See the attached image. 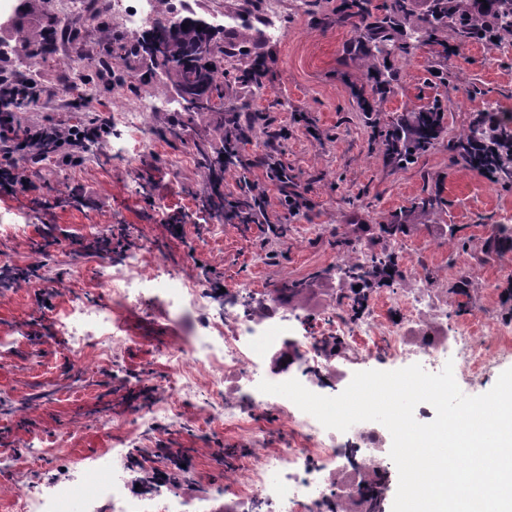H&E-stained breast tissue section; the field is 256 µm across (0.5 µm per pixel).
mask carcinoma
I'll return each mask as SVG.
<instances>
[{
  "mask_svg": "<svg viewBox=\"0 0 512 512\" xmlns=\"http://www.w3.org/2000/svg\"><path fill=\"white\" fill-rule=\"evenodd\" d=\"M372 0H341L337 16L352 23L358 43L368 59L366 71H379L381 62L394 54L408 55L421 47H440L436 57H446L447 42L443 34L453 31L461 40L485 38L501 44L512 40V0H494L485 10H475L461 0H430L428 13L417 19L412 0H389L382 13L373 12ZM197 18L183 16L155 30V37L163 46L158 59L165 72L174 78L187 112H210L221 109L239 112L236 102L224 92V86L234 84L260 86L259 64L253 52L250 31L252 25L244 21L231 29V38L224 43L214 40V34L197 30ZM233 61L231 68L221 71L211 64L214 59ZM485 118H477L469 130L458 137L453 145L458 159L473 170L487 169L494 177L501 175L512 179V128L495 125L484 128ZM442 130V112L435 104L415 113L411 126L391 125L382 134L384 153L395 165L414 162L439 137ZM482 140L491 145L486 153H476L472 145ZM241 134L224 135L221 154L224 162L216 165L207 153H201L198 162L203 182L211 187L224 176V169L236 162ZM262 207L260 197L248 193L238 202L241 221L246 222ZM409 225L391 221L381 224V238L396 240L407 234ZM341 279L360 289L352 292L353 313L362 310L373 287L391 281L399 274L395 255L391 252L375 254L368 265L354 263L338 266Z\"/></svg>",
  "mask_w": 512,
  "mask_h": 512,
  "instance_id": "carcinoma-1",
  "label": "carcinoma"
}]
</instances>
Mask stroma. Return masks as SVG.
I'll return each instance as SVG.
<instances>
[{"mask_svg": "<svg viewBox=\"0 0 512 512\" xmlns=\"http://www.w3.org/2000/svg\"><path fill=\"white\" fill-rule=\"evenodd\" d=\"M339 3L282 0L276 17L265 15L254 23L262 87L227 90L242 109L236 120L248 138L243 148L252 166L248 184L264 201L257 224L224 222L205 204L207 188L196 161L178 172L169 170L170 156L194 153L198 143L221 149L231 117L184 112L177 88L145 56L108 57L100 30L131 47L145 33L125 27L112 13V0H94L89 15L57 19L58 34L51 39L46 36L49 13L40 0L19 5L12 24L0 28L6 44L0 74L32 79L41 88L38 106L22 113V121L67 127L82 117L152 100L158 109L148 118L151 134L173 125L182 129L181 139H160L156 151L132 161L118 151L120 136H111L89 145L79 163L44 161L32 177V189L0 193V220L21 226L0 244V262L6 264L0 271V336L5 339L0 345V448L43 451L22 458V466L38 469L44 480L64 481L75 463L123 451L120 431L144 401L164 397L169 389L157 351L174 331L158 306L130 317L137 343L108 356L94 347L68 356L56 331L74 297L103 296V252L89 242L106 229L124 236L126 247L155 246L167 265L196 278L214 268L223 273L228 289L304 282L305 294L287 302L298 336L320 323L326 298L350 290L336 272L337 239L368 254H397L401 277L374 291L390 309L416 288L410 271L425 252L439 277L435 305L447 311L449 328L471 326L487 351H496L494 327L504 321L512 249L491 253L486 244L501 226L512 227V183L465 168L451 145L487 103H497L500 115L512 116V43L462 42L451 34L448 79L431 71L426 48L388 59L380 74L371 76L362 60L346 52L354 33L337 21ZM270 25L278 28L279 38L267 37ZM70 41L80 46L76 63L87 67L95 90L79 113L71 105L70 72L61 64ZM41 43L46 51L31 53V46ZM363 83L376 90V111L369 118L357 105ZM436 102L444 120L435 144L412 164L388 163L381 132ZM271 160L287 169L290 189L302 193L306 205L299 215H290L287 191L270 179ZM435 195L439 204L420 208L421 198ZM395 215L411 225V233L382 239L379 225ZM170 222L181 225L180 236L167 231ZM219 223L223 236L205 234V225ZM269 224L287 225V240L270 237ZM452 236L465 241L466 250L452 248ZM464 274L470 277L468 293L455 295L450 287ZM40 289L51 293L48 308L37 303ZM106 412L114 422L111 434L98 426ZM182 416L181 429L147 432L137 445L142 451L187 449L190 466L171 489L192 503L223 489L224 472L213 458L218 446L232 438L210 426L196 405H184Z\"/></svg>", "mask_w": 512, "mask_h": 512, "instance_id": "35a3bbf8", "label": "stroma"}]
</instances>
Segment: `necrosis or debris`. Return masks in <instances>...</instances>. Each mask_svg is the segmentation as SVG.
I'll list each match as a JSON object with an SVG mask.
<instances>
[{
	"label": "necrosis or debris",
	"mask_w": 512,
	"mask_h": 512,
	"mask_svg": "<svg viewBox=\"0 0 512 512\" xmlns=\"http://www.w3.org/2000/svg\"><path fill=\"white\" fill-rule=\"evenodd\" d=\"M112 11L131 27L171 18L163 0H113ZM154 109L143 103L112 117L124 130L131 156L154 147L145 128ZM112 265L105 282L111 304L86 303L66 312L61 328L78 354L93 343L104 352L130 344L123 319L151 291L162 294L170 321L187 323L185 334L160 354L171 389L146 407L136 427L143 431L176 423L189 400L200 404L215 426L246 441L245 449H225L224 496L212 501L208 512H367L365 487L394 466L377 425L360 422L344 432L329 430L291 400L258 389L264 380L295 379L313 393L334 395L333 380L341 370L327 341L346 340L351 354L362 360L388 355L430 373L450 361L472 379L489 365L481 342L468 329L452 337L426 329L416 347H405L402 331L419 324L422 297L432 291L427 283L420 296L403 299L398 321L383 323L372 299L360 315L348 317L352 301L344 297L333 303L328 322L314 334L292 337L288 311L280 302L282 288H237L232 301L218 307L191 276L166 269L148 251L129 250L113 257ZM276 408L285 412L284 448L266 447L259 425L260 414ZM136 469L129 456L116 453L73 469L64 484L30 480L10 507L12 512H99L105 501L111 512H171L170 493L132 490Z\"/></svg>",
	"instance_id": "obj_1"
}]
</instances>
